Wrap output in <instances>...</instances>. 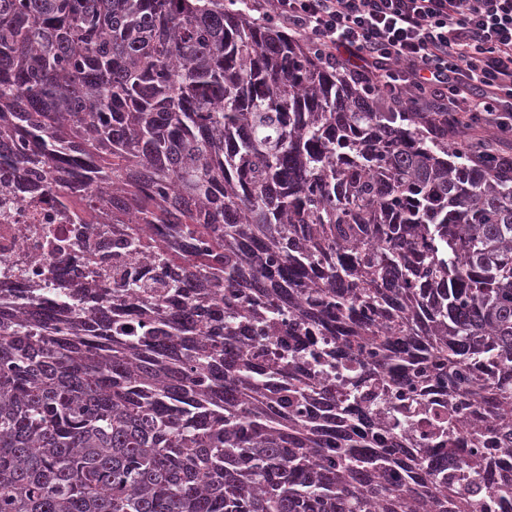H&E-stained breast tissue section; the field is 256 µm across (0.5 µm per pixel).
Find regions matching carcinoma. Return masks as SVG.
Returning a JSON list of instances; mask_svg holds the SVG:
<instances>
[{
    "instance_id": "cac0c4a2",
    "label": "carcinoma",
    "mask_w": 512,
    "mask_h": 512,
    "mask_svg": "<svg viewBox=\"0 0 512 512\" xmlns=\"http://www.w3.org/2000/svg\"><path fill=\"white\" fill-rule=\"evenodd\" d=\"M457 126L380 108L224 0H0L4 185L161 231L151 279L112 250V306L151 308L138 335L101 303L98 336L0 310V512H497L512 170L448 143ZM185 288L200 301L175 314ZM311 330L336 347L289 346L265 393L256 345ZM346 364L340 397L307 379ZM314 396L354 434L311 429ZM400 409L410 430L378 443ZM472 409L493 422L458 432Z\"/></svg>"
}]
</instances>
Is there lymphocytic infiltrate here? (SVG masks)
Here are the masks:
<instances>
[{
  "instance_id": "f902f5d3",
  "label": "lymphocytic infiltrate",
  "mask_w": 512,
  "mask_h": 512,
  "mask_svg": "<svg viewBox=\"0 0 512 512\" xmlns=\"http://www.w3.org/2000/svg\"><path fill=\"white\" fill-rule=\"evenodd\" d=\"M353 66L383 107L482 115L512 133V0H231Z\"/></svg>"
}]
</instances>
